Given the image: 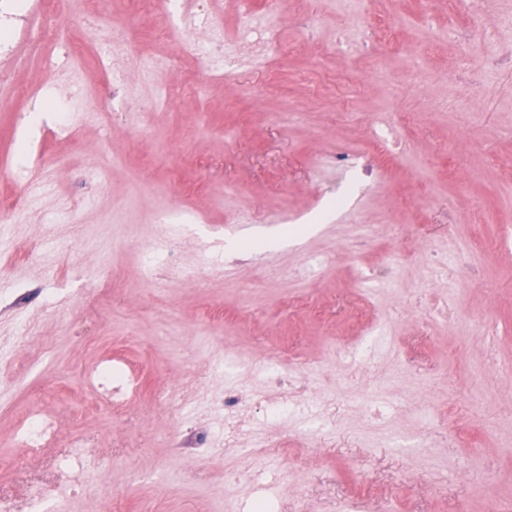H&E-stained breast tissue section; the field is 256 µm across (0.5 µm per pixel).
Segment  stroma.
I'll list each match as a JSON object with an SVG mask.
<instances>
[{"mask_svg":"<svg viewBox=\"0 0 512 512\" xmlns=\"http://www.w3.org/2000/svg\"><path fill=\"white\" fill-rule=\"evenodd\" d=\"M130 9L64 3L89 50L110 48ZM170 9L158 0L129 38L175 64L150 78L111 57L125 74L116 89L63 43L33 57L21 37L0 54L17 82L41 83L50 57L93 90L82 120L34 137L41 165L25 177L15 116L31 105L0 92V200L30 199L0 242V498L14 512L38 487L63 512H336L368 484L366 512L512 504V67L486 79L481 47L455 40L465 17L443 0H365L359 16L334 0H277L292 42L278 79L247 64L220 85L156 40ZM509 12L512 0H488L476 21L512 54ZM311 13L317 45L298 28ZM389 17L401 26L388 79L369 56L330 51L340 32ZM158 82L173 93L163 111ZM379 127L400 154L370 178L362 147ZM369 226L368 249L354 250ZM275 234L283 243L264 247ZM460 242L471 268L431 278ZM157 248L166 273L152 279L141 256ZM394 249L395 271L381 261ZM289 297L300 307H284ZM386 313L389 339L343 369L337 348ZM283 347L294 367L278 372ZM107 364L135 382L113 408L93 381ZM32 411L54 433L23 460L12 440ZM77 440L97 477L70 484L58 462ZM270 446L284 450L285 479H227Z\"/></svg>","mask_w":512,"mask_h":512,"instance_id":"stroma-1","label":"stroma"}]
</instances>
